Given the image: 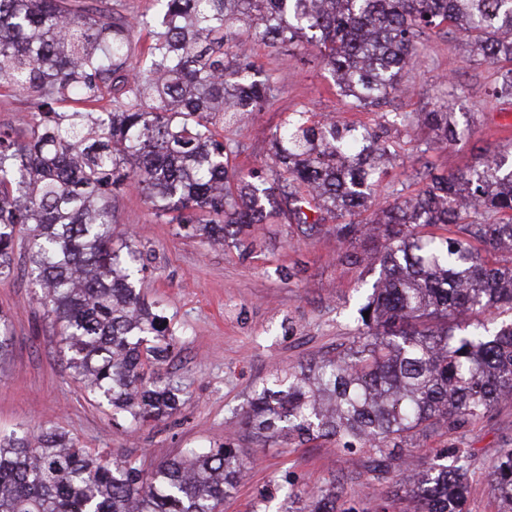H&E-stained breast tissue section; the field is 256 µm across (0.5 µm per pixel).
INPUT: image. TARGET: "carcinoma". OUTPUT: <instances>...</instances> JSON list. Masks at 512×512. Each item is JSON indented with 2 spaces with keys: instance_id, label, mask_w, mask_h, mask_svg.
Masks as SVG:
<instances>
[{
  "instance_id": "obj_1",
  "label": "carcinoma",
  "mask_w": 512,
  "mask_h": 512,
  "mask_svg": "<svg viewBox=\"0 0 512 512\" xmlns=\"http://www.w3.org/2000/svg\"><path fill=\"white\" fill-rule=\"evenodd\" d=\"M154 2L130 21L70 0H0V84L31 105L24 137L0 130V277L26 242L74 379L112 419L138 426L171 415L184 388L155 372L177 337L136 291L139 248L114 247V190L134 182L158 218L212 243L264 223L263 201L275 195L304 233L336 221L340 260L377 272L357 302L355 336L332 357L271 374L242 408L246 424L264 443L322 439L365 455L367 471L400 484L415 512H466L470 449L452 443L418 459L407 448L512 400V152L431 175L391 205L377 187L397 112L376 129L290 112L272 134L266 177L231 166L219 136L272 97L249 53L255 42L305 40L348 105L381 109L409 93L404 72L435 29L458 33L488 64L512 61V0ZM142 30L151 43L137 54ZM493 94L512 100V68L497 70ZM106 95L109 108L96 110ZM414 125L446 144L468 134L446 100ZM449 225L451 236L423 232ZM359 239L380 247L356 252ZM479 243L509 258L490 264ZM12 346L1 316L0 359ZM246 466L226 442L148 470L57 429L13 432L0 437V512H222ZM492 492L512 512L511 447ZM284 512L356 510L333 482L288 493Z\"/></svg>"
}]
</instances>
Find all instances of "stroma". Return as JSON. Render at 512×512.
<instances>
[{
    "label": "stroma",
    "mask_w": 512,
    "mask_h": 512,
    "mask_svg": "<svg viewBox=\"0 0 512 512\" xmlns=\"http://www.w3.org/2000/svg\"><path fill=\"white\" fill-rule=\"evenodd\" d=\"M250 54L273 77L276 93L262 112L225 127V142L240 146L231 165L264 167L282 117L305 106L345 123L376 126L378 112L349 108L312 49L256 44ZM493 73V66L469 59L455 34L433 32L424 38L421 61L406 76L411 93L397 98L395 109L413 114L437 100H451L473 134L422 154L416 146L429 139L428 131L391 132L398 154L381 189L388 202L415 195L425 174L458 173L487 149L512 148V104L492 98ZM113 205L121 231L146 257L137 288L146 301L159 304L178 338L160 370L182 378L184 403L169 417L137 429L113 422L111 408L91 400L68 369L20 247L14 274L0 278V314L14 335L11 353L0 361V435L58 428L84 447L139 459L148 468L230 437L249 466L225 498L224 512H254L258 491L270 484L290 481L310 492L338 478L357 512H378L392 486L366 475L363 455L346 456L321 440L302 446L259 442L241 414L274 369L334 355L351 342L355 325L349 313L374 272L342 262L333 234L302 235L280 215L260 225L247 248L179 234L177 225L157 221L131 182ZM459 436L472 453L468 512H500L491 483L502 448L512 444V401L497 405Z\"/></svg>",
    "instance_id": "stroma-1"
}]
</instances>
